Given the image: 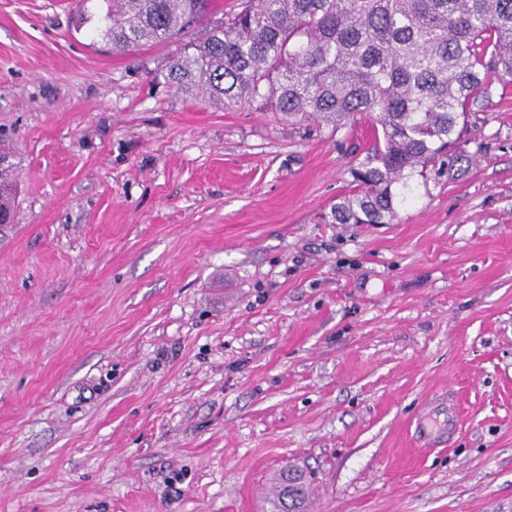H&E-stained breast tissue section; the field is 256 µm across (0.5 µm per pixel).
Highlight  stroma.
I'll return each instance as SVG.
<instances>
[{"instance_id": "stroma-1", "label": "stroma", "mask_w": 512, "mask_h": 512, "mask_svg": "<svg viewBox=\"0 0 512 512\" xmlns=\"http://www.w3.org/2000/svg\"><path fill=\"white\" fill-rule=\"evenodd\" d=\"M78 0H0V512H512V83L454 173L336 224L368 121L217 109ZM17 163L11 162L0 170V227L12 222L17 194ZM306 474L300 469L286 468L279 481L276 512H302L305 498Z\"/></svg>"}]
</instances>
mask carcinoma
Listing matches in <instances>:
<instances>
[{
	"label": "carcinoma",
	"instance_id": "carcinoma-1",
	"mask_svg": "<svg viewBox=\"0 0 512 512\" xmlns=\"http://www.w3.org/2000/svg\"><path fill=\"white\" fill-rule=\"evenodd\" d=\"M80 0L77 28L124 51L175 38L212 0ZM160 75L215 108L254 107L339 128L357 115L374 144L350 169L338 224H389L429 165L453 167L459 120L512 82V0H244ZM17 164L0 170V227L12 222ZM306 474L285 469L274 512H303Z\"/></svg>",
	"mask_w": 512,
	"mask_h": 512
}]
</instances>
